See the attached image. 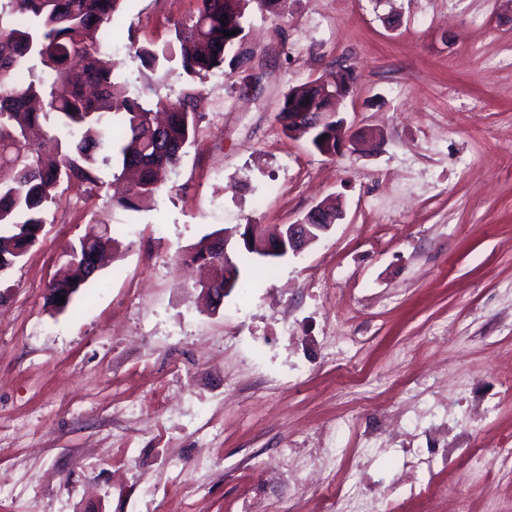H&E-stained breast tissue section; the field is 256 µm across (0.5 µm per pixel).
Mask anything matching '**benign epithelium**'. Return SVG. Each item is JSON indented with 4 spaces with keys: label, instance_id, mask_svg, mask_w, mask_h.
Segmentation results:
<instances>
[{
    "label": "benign epithelium",
    "instance_id": "benign-epithelium-1",
    "mask_svg": "<svg viewBox=\"0 0 512 512\" xmlns=\"http://www.w3.org/2000/svg\"><path fill=\"white\" fill-rule=\"evenodd\" d=\"M318 92L332 100L340 99L346 94V90L352 87V76L346 70H338L335 78L319 81L313 84ZM301 99L294 98L288 101V128L289 134L301 136L318 128L326 135L323 140V149L328 155L337 154L346 144H356L360 137L352 136L345 140L341 136L342 122H336V126L324 124L321 117L310 112L300 111ZM343 218V212L335 210L328 204H320L307 213L296 224H284V231L277 232L274 238H269L263 224H246L243 229H235L239 242L238 246L256 251L259 256L267 259L281 258L292 252L297 254L312 243L318 241L333 224Z\"/></svg>",
    "mask_w": 512,
    "mask_h": 512
}]
</instances>
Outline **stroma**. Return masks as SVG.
Masks as SVG:
<instances>
[{
  "mask_svg": "<svg viewBox=\"0 0 512 512\" xmlns=\"http://www.w3.org/2000/svg\"><path fill=\"white\" fill-rule=\"evenodd\" d=\"M195 0H124L113 59L134 85L136 48L167 41ZM252 58L196 83L193 141L155 202L113 206L61 189L38 243L0 272V512H316L262 481L263 459L305 475L333 448L343 481L387 471L394 448L485 461L438 471L456 499L512 512V0H282L252 11ZM348 70L339 119L374 143L320 154L278 121L284 94ZM344 217L296 255L244 270L218 310L188 258L204 235L294 224L322 200ZM117 225L108 265L53 313L43 292L64 250ZM494 392L485 414L479 389Z\"/></svg>",
  "mask_w": 512,
  "mask_h": 512,
  "instance_id": "obj_1",
  "label": "stroma"
}]
</instances>
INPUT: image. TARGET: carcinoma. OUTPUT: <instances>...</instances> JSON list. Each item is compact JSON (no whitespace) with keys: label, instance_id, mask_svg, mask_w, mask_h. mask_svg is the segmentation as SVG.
I'll return each mask as SVG.
<instances>
[{"label":"carcinoma","instance_id":"carcinoma-1","mask_svg":"<svg viewBox=\"0 0 512 512\" xmlns=\"http://www.w3.org/2000/svg\"><path fill=\"white\" fill-rule=\"evenodd\" d=\"M123 0H0V269L12 268L35 246L49 206L63 185L97 188L99 163L118 150L122 172H132L119 207L136 211L157 196L176 167L197 125L195 88L175 100L149 81L132 90L117 67H105L96 36L117 22ZM277 0H197L188 21L161 45L136 49L153 73L176 63L190 80L224 72L245 40L247 13L274 12ZM230 31L232 35L224 36ZM316 112L336 124V102L302 90ZM111 227L89 225L66 251L67 271L57 287L74 295L97 276L94 257L104 252ZM254 251L231 256L230 290L241 284V266ZM191 259L219 267L215 304L224 300V242L206 235Z\"/></svg>","mask_w":512,"mask_h":512}]
</instances>
